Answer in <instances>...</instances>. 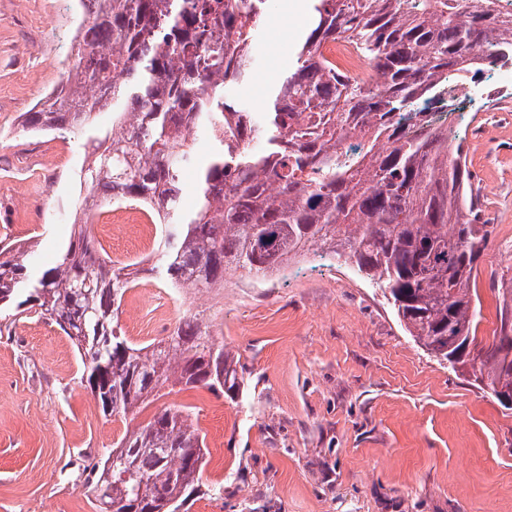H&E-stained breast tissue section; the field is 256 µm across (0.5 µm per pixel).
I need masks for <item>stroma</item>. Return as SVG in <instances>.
Returning a JSON list of instances; mask_svg holds the SVG:
<instances>
[{
  "instance_id": "stroma-1",
  "label": "stroma",
  "mask_w": 512,
  "mask_h": 512,
  "mask_svg": "<svg viewBox=\"0 0 512 512\" xmlns=\"http://www.w3.org/2000/svg\"><path fill=\"white\" fill-rule=\"evenodd\" d=\"M83 20L78 0H0V242L27 250L36 272L83 221L86 145L112 129L108 108L75 132L22 129L76 57ZM309 22L272 0L252 75L229 97L261 109ZM499 78L483 70L487 96L459 97L447 114L491 229L475 271L481 345L512 299V91H497ZM91 233L112 261L142 268L119 314L130 341L161 339L200 314L234 357L238 388H188L106 417L73 341L35 310L1 312L0 512H99L91 465L168 405L187 407L205 438L203 482L224 485L188 512H512V410L415 342L354 263L313 246L264 279L227 271L223 287L186 293L175 308L141 257L157 242L125 224Z\"/></svg>"
}]
</instances>
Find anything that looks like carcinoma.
<instances>
[{
  "label": "carcinoma",
  "instance_id": "cac0c4a2",
  "mask_svg": "<svg viewBox=\"0 0 512 512\" xmlns=\"http://www.w3.org/2000/svg\"><path fill=\"white\" fill-rule=\"evenodd\" d=\"M91 40L86 66L66 71L55 99L24 113L33 132L76 129L112 108L116 124L81 169L88 216L116 198L148 203L165 224L154 269L166 287L200 292L224 271L265 276L310 246L350 260L388 291L414 341L450 365L473 363L512 400V312L500 339L475 343L481 317L473 272L490 230L476 223L462 145L430 128V105L455 96L486 64L512 60V15L481 0H309L314 22L267 109L226 95L247 79L267 0H79ZM351 40L381 82L362 88L325 60L329 40ZM119 71L123 79L115 81ZM424 106H418V101ZM357 130L364 152L338 151ZM210 143L196 207H180L191 141ZM261 147H250L253 141ZM129 266L102 257L87 224L57 263L33 276L25 252L0 247V309L36 306L72 339L105 415H125L161 391L238 386L224 342L198 315L157 342H131L118 322ZM204 438L190 416L165 408L128 430L93 464L100 512H176L201 493Z\"/></svg>",
  "mask_w": 512,
  "mask_h": 512
}]
</instances>
